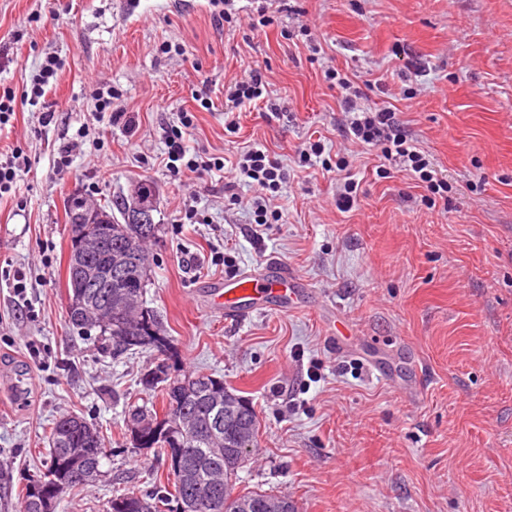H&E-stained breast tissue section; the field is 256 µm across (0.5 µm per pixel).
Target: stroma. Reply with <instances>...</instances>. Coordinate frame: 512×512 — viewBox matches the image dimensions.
<instances>
[{
	"mask_svg": "<svg viewBox=\"0 0 512 512\" xmlns=\"http://www.w3.org/2000/svg\"><path fill=\"white\" fill-rule=\"evenodd\" d=\"M50 55L57 79L32 99ZM254 64L284 115L246 106L226 130L230 83ZM328 69L396 112L446 176L447 203L422 205L417 178L378 176V151L344 140ZM3 88L15 115L0 155L18 148L25 162L0 197V512H18L51 423L69 413L111 446L58 512H105L113 494L169 485L168 461L133 447L126 427L154 401L145 379L158 353L112 356L66 314V195L100 202L138 180L153 185L162 226L146 299L171 373L214 374L258 413L241 487L298 512H512V0H287L254 31L218 23L209 0H0ZM108 93L123 116L99 111ZM186 112L199 158L255 145L278 158L289 173L268 203L279 222L256 230L247 184L228 191L224 173L167 167L166 132ZM311 139L343 152L359 182L351 207L335 174L300 165ZM190 209L205 223H184ZM270 256L306 281L303 307L225 322L211 281ZM18 268L20 299L8 280Z\"/></svg>",
	"mask_w": 512,
	"mask_h": 512,
	"instance_id": "obj_1",
	"label": "stroma"
}]
</instances>
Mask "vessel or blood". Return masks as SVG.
I'll use <instances>...</instances> for the list:
<instances>
[{
	"instance_id": "1",
	"label": "vessel or blood",
	"mask_w": 512,
	"mask_h": 512,
	"mask_svg": "<svg viewBox=\"0 0 512 512\" xmlns=\"http://www.w3.org/2000/svg\"><path fill=\"white\" fill-rule=\"evenodd\" d=\"M304 283L277 260H268L257 271L215 283L211 297L223 309L224 319L240 322L259 311L285 312L294 307Z\"/></svg>"
}]
</instances>
